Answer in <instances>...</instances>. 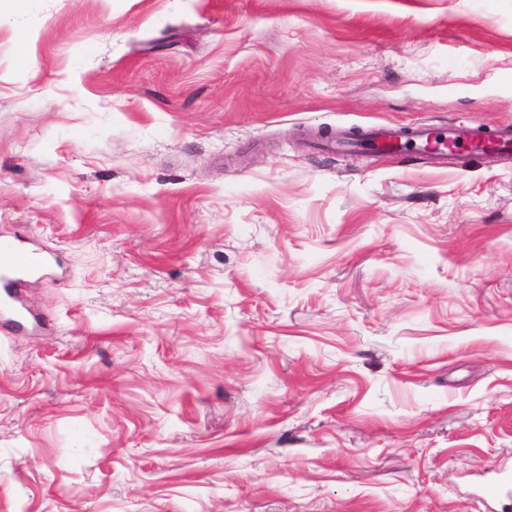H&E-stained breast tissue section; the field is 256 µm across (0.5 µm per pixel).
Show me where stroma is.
Here are the masks:
<instances>
[{
	"label": "stroma",
	"mask_w": 512,
	"mask_h": 512,
	"mask_svg": "<svg viewBox=\"0 0 512 512\" xmlns=\"http://www.w3.org/2000/svg\"><path fill=\"white\" fill-rule=\"evenodd\" d=\"M506 123L512 0H0V512H512ZM455 140L452 125H426L409 130L398 124H386L375 127L366 139L356 146L396 154L417 152L445 158L448 156V146H453ZM476 137L485 141L495 153H510L512 151V125L501 126L493 135H486L480 129L475 132ZM33 251L18 250L0 254V317L17 330H23L28 319L19 301L20 288L27 274L48 260L35 256Z\"/></svg>",
	"instance_id": "stroma-1"
}]
</instances>
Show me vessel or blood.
Returning <instances> with one entry per match:
<instances>
[{
	"mask_svg": "<svg viewBox=\"0 0 512 512\" xmlns=\"http://www.w3.org/2000/svg\"><path fill=\"white\" fill-rule=\"evenodd\" d=\"M456 140L452 126H422L413 130L397 124L375 127L361 143L362 148L401 154L417 152L447 157ZM40 257L29 250L0 254V319L16 329H24L27 312L19 300L24 276L38 265Z\"/></svg>",
	"mask_w": 512,
	"mask_h": 512,
	"instance_id": "b4317fda",
	"label": "vessel or blood"
}]
</instances>
